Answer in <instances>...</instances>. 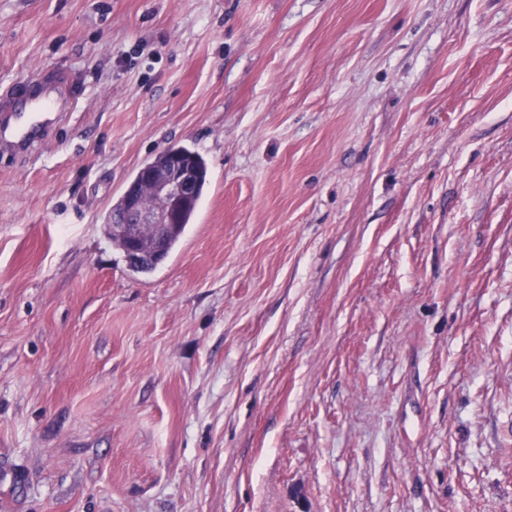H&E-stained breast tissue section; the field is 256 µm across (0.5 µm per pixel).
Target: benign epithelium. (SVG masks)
Listing matches in <instances>:
<instances>
[{
    "label": "benign epithelium",
    "instance_id": "obj_1",
    "mask_svg": "<svg viewBox=\"0 0 512 512\" xmlns=\"http://www.w3.org/2000/svg\"><path fill=\"white\" fill-rule=\"evenodd\" d=\"M156 204H143L140 189L128 191L122 213L111 229L125 240L128 263L140 265L147 259H158L165 249L166 238L176 221V207L193 194V180L188 167L178 162L172 167L152 170L146 180ZM152 228V236L143 237L141 228Z\"/></svg>",
    "mask_w": 512,
    "mask_h": 512
}]
</instances>
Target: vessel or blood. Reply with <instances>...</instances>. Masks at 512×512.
<instances>
[{
  "instance_id": "1",
  "label": "vessel or blood",
  "mask_w": 512,
  "mask_h": 512,
  "mask_svg": "<svg viewBox=\"0 0 512 512\" xmlns=\"http://www.w3.org/2000/svg\"><path fill=\"white\" fill-rule=\"evenodd\" d=\"M66 78L41 72L26 78L0 100V158L31 159L75 106L61 89Z\"/></svg>"
}]
</instances>
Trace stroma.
Instances as JSON below:
<instances>
[{"instance_id":"35a3bbf8","label":"stroma","mask_w":512,"mask_h":512,"mask_svg":"<svg viewBox=\"0 0 512 512\" xmlns=\"http://www.w3.org/2000/svg\"><path fill=\"white\" fill-rule=\"evenodd\" d=\"M0 512H512V0H0ZM181 145L170 257L104 216ZM65 76L41 72L0 101V158L30 160L76 106L63 98Z\"/></svg>"}]
</instances>
